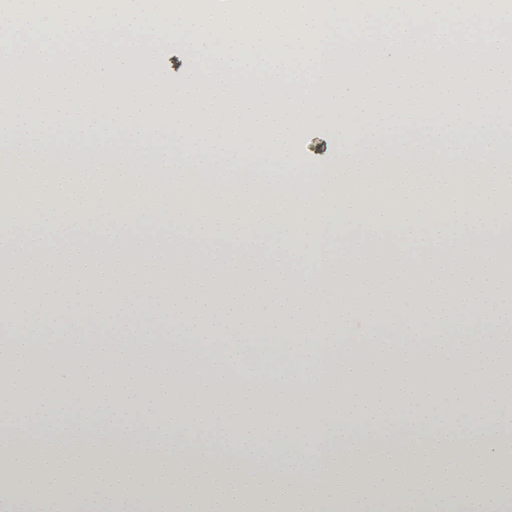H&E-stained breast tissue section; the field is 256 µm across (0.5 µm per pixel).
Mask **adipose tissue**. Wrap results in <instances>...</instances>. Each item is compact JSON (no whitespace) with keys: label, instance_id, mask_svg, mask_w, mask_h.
Masks as SVG:
<instances>
[{"label":"adipose tissue","instance_id":"adipose-tissue-1","mask_svg":"<svg viewBox=\"0 0 512 512\" xmlns=\"http://www.w3.org/2000/svg\"><path fill=\"white\" fill-rule=\"evenodd\" d=\"M0 0V54L22 111L0 114V447L44 448L0 466V505L75 512L103 482L149 487L151 512H376L393 454L412 457L403 512L512 505V11L504 0ZM95 39L94 53L82 52ZM192 61L169 78V47ZM114 63L97 95L77 83ZM386 61L385 111L357 64ZM434 79L417 86L425 71ZM223 95L220 112L187 101ZM458 96L448 111L440 98ZM337 131L313 166L301 131ZM99 249L84 237L87 195ZM383 235L366 275L351 237ZM25 246L18 284L9 240ZM95 250L91 288L61 299L58 254ZM207 275L189 274L197 250ZM464 253L466 264L449 263ZM487 275L473 285L471 270ZM432 269V287L421 272ZM130 285L113 286V272ZM73 328L109 347L84 373ZM483 340L482 353L468 346ZM186 357L156 363L159 350ZM211 385L196 397L192 361ZM278 384L244 393L240 374ZM221 430L233 456L194 451ZM367 449L333 455L337 436ZM137 465L103 454L105 438Z\"/></svg>","mask_w":512,"mask_h":512}]
</instances>
